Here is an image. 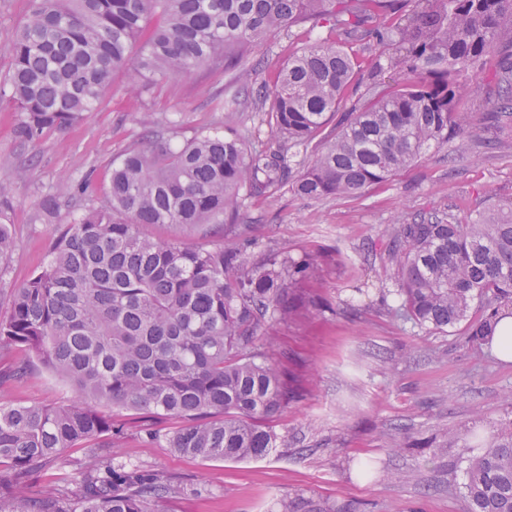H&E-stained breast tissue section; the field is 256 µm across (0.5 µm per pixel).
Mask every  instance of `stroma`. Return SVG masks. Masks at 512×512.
<instances>
[{
	"label": "stroma",
	"mask_w": 512,
	"mask_h": 512,
	"mask_svg": "<svg viewBox=\"0 0 512 512\" xmlns=\"http://www.w3.org/2000/svg\"><path fill=\"white\" fill-rule=\"evenodd\" d=\"M29 2L0 0V78L10 69L7 46ZM306 44V37L285 32L264 40L253 54L264 63L262 79L274 82L289 54ZM498 60L495 52L485 57L460 106L469 116L465 136L489 141V148L452 158L448 147H430L415 165L358 198L305 199L284 190L273 204L240 210L237 221L248 227L252 258L282 252L320 257L318 271L292 287V318L259 331L260 338L272 339L263 353L292 393L266 422L276 436L273 451L244 461L180 456L163 439L176 421H163V435L154 440L145 422L114 412L117 459L183 481V493L164 512H276L288 493L347 503L354 512H467L461 451L444 442L453 435L478 446L512 422L505 402L512 396V362L457 333L388 314L395 298L382 230L401 212L469 221L512 202V132L486 118L496 109ZM227 81L217 60L184 76L153 77L134 100L123 68L82 122L35 142L16 138L15 106L0 98V186L8 189L4 212L17 243L0 275L1 318L9 312L10 289L46 263L58 232L104 202L113 162L130 145L146 146L144 113L179 141L203 127L231 125L248 135L249 147L270 143L271 131L258 125L252 99H241L236 111H217ZM86 180L88 192L77 193ZM49 196L56 207L47 215L42 202ZM24 363L26 375L14 379ZM71 397L65 381L26 351L0 357V404L54 406ZM396 428L411 444L399 454L384 442ZM366 459L377 462L379 478H358L356 467Z\"/></svg>",
	"instance_id": "35a3bbf8"
}]
</instances>
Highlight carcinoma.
<instances>
[{
    "instance_id": "carcinoma-1",
    "label": "carcinoma",
    "mask_w": 512,
    "mask_h": 512,
    "mask_svg": "<svg viewBox=\"0 0 512 512\" xmlns=\"http://www.w3.org/2000/svg\"><path fill=\"white\" fill-rule=\"evenodd\" d=\"M157 8L164 22L151 28ZM293 26L321 35L269 86L250 48ZM136 43L138 77L185 75L224 56L239 70L225 107L241 91L270 100L259 122L276 141L252 152L233 128H203L181 144L149 130L147 147L129 146L112 166L107 200L66 225L42 269L12 289L0 355L29 351L74 396L56 407L0 405V512H160L178 497L175 478L115 461L109 407L182 420L165 441L189 458L267 456L276 440L260 421L288 403V382L259 360L257 331L294 312L288 290L317 269L316 256L255 261L248 239L194 247L143 227L205 232L284 187L308 199L357 197L448 145L467 120L457 106L471 69L512 47V0H31L0 82L17 107L16 136L33 142L81 121ZM362 69L372 81L385 71L411 80L344 112ZM497 76L512 103V58ZM334 119L339 131L291 178L287 153H308ZM387 231L399 300L388 313L442 333L462 324L466 342L488 343L512 307V206ZM15 249L0 220V274ZM76 445L85 449L78 495L60 485L25 492L34 469L63 464ZM465 474L469 512H512V425L466 457Z\"/></svg>"
}]
</instances>
